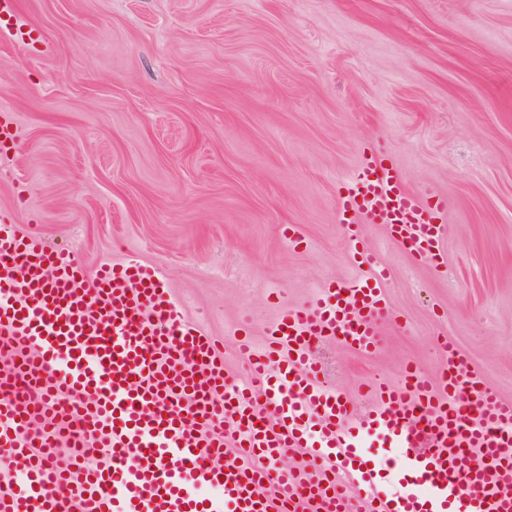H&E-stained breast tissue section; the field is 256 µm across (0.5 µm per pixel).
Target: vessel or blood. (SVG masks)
<instances>
[{"label": "vessel or blood", "instance_id": "vessel-or-blood-1", "mask_svg": "<svg viewBox=\"0 0 512 512\" xmlns=\"http://www.w3.org/2000/svg\"><path fill=\"white\" fill-rule=\"evenodd\" d=\"M336 208L350 227L386 220L414 259L441 255L446 203L378 155ZM347 239L369 274L283 307L264 344L239 338L241 386L155 265L90 277L74 248L0 217V385L29 382L26 400L0 398V469L13 473L0 512H512V401L451 343L436 375L410 366L398 384L376 380L362 413L330 383L324 344L372 352L395 319L385 272ZM368 435L385 460L364 451ZM228 448L248 465L215 464ZM297 450L306 464L273 469Z\"/></svg>", "mask_w": 512, "mask_h": 512}]
</instances>
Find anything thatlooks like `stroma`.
Here are the masks:
<instances>
[{
	"label": "stroma",
	"instance_id": "1",
	"mask_svg": "<svg viewBox=\"0 0 512 512\" xmlns=\"http://www.w3.org/2000/svg\"><path fill=\"white\" fill-rule=\"evenodd\" d=\"M0 35V212L50 244L156 265L224 344L357 277L336 194L364 155L446 199L439 265L360 225L398 316L322 352L355 408L453 342L512 400V0H19ZM293 227L286 239L284 227ZM17 137V127L10 114L2 113L0 115V156L2 159L8 158L10 151L14 149L15 139Z\"/></svg>",
	"mask_w": 512,
	"mask_h": 512
}]
</instances>
